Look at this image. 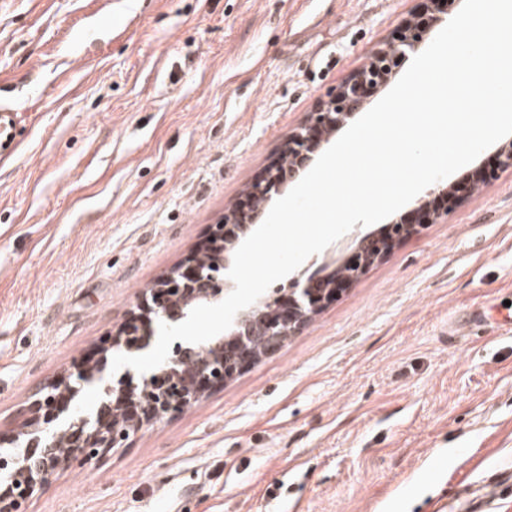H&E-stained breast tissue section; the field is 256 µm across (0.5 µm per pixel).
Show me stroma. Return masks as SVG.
<instances>
[{"label":"stroma","mask_w":512,"mask_h":512,"mask_svg":"<svg viewBox=\"0 0 512 512\" xmlns=\"http://www.w3.org/2000/svg\"><path fill=\"white\" fill-rule=\"evenodd\" d=\"M0 0V436L99 359L143 293L418 0ZM310 257L329 276L367 232ZM444 456L443 471L420 477ZM512 512V168L418 226L279 351L27 512ZM16 112L8 103L0 104V167L11 164L20 152L24 139L16 129Z\"/></svg>","instance_id":"stroma-1"}]
</instances>
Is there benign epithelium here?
<instances>
[{
  "label": "benign epithelium",
  "instance_id": "7a95c632",
  "mask_svg": "<svg viewBox=\"0 0 512 512\" xmlns=\"http://www.w3.org/2000/svg\"><path fill=\"white\" fill-rule=\"evenodd\" d=\"M457 10L458 0H422L420 11L397 25L385 47L374 51L366 66L336 87L307 121L288 135V166H270L253 181L254 194L247 196L246 203L225 214L224 223L215 226L209 247L223 249L224 255L212 262L201 255L189 258L145 294L138 311L132 313L123 328L126 339L116 336L108 340L97 366L81 362L71 373L72 382L51 383L44 388L33 401L31 416L23 427L6 440L0 438V445L7 443L23 449L19 455L0 452V512H25L26 501L48 483L60 466L73 462L90 464L101 454L123 447L144 424L183 410L206 389L224 383L252 365L255 357L246 347L239 327H246L250 336L267 337L269 351L280 348L398 239L408 235L415 226L413 218L423 224L433 219L426 204L421 203L392 222L386 234L361 237L344 263L352 271L331 278L314 275L306 280H291L288 289L257 299L235 315L224 335L206 343L208 359L193 370L184 371L180 365L193 354L195 346L177 342L167 360L151 373L139 379L124 376L115 386L105 382L108 353L146 349L154 335L153 321L178 323L187 318L197 303L211 301L223 293L224 283L229 281V255L257 226L271 191L301 178L328 135L360 111L386 84L407 55L418 50L434 24L447 22ZM497 153L496 166H479L453 187L439 184L432 193L453 207L468 194L471 181L487 182L498 169L512 167L511 142L499 147ZM256 194L264 197L263 203L255 204ZM89 380L101 384L103 398L95 412L80 415L72 405L76 385Z\"/></svg>",
  "mask_w": 512,
  "mask_h": 512
}]
</instances>
